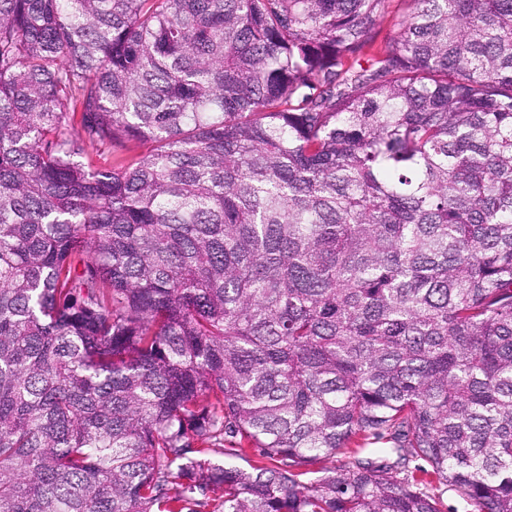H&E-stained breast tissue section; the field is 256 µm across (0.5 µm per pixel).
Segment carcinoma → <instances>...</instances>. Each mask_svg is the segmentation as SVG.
<instances>
[{
    "mask_svg": "<svg viewBox=\"0 0 512 512\" xmlns=\"http://www.w3.org/2000/svg\"><path fill=\"white\" fill-rule=\"evenodd\" d=\"M393 2L0 0V512H512V0ZM431 492L440 497L443 512H480L476 503L450 485L438 483L431 488Z\"/></svg>",
    "mask_w": 512,
    "mask_h": 512,
    "instance_id": "carcinoma-1",
    "label": "carcinoma"
}]
</instances>
